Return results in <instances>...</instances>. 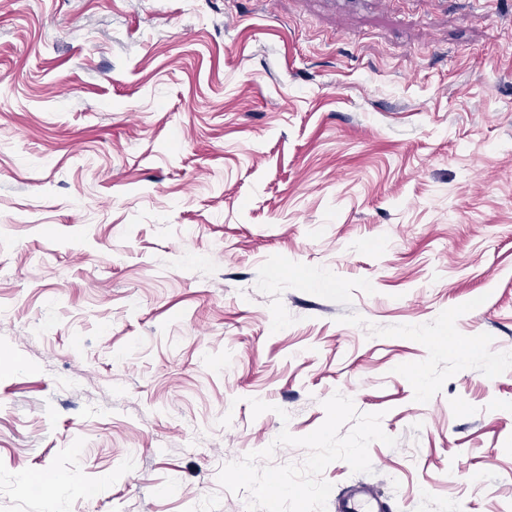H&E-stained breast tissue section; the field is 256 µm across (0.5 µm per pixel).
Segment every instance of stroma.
<instances>
[{"label":"stroma","mask_w":512,"mask_h":512,"mask_svg":"<svg viewBox=\"0 0 512 512\" xmlns=\"http://www.w3.org/2000/svg\"><path fill=\"white\" fill-rule=\"evenodd\" d=\"M511 359L512 0H0V512H512ZM339 512H385L381 496L374 488L360 486L354 492L340 498Z\"/></svg>","instance_id":"1"}]
</instances>
